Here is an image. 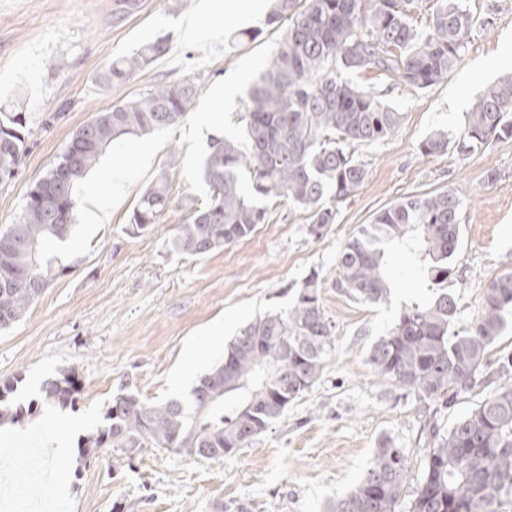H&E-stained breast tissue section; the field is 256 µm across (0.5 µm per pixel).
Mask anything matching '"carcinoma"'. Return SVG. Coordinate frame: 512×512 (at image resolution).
I'll return each instance as SVG.
<instances>
[{
  "label": "carcinoma",
  "mask_w": 512,
  "mask_h": 512,
  "mask_svg": "<svg viewBox=\"0 0 512 512\" xmlns=\"http://www.w3.org/2000/svg\"><path fill=\"white\" fill-rule=\"evenodd\" d=\"M426 30L410 21L415 0H277L268 23L284 30L265 70L248 92L241 122L250 149L216 138L200 178L209 201L194 207L168 240L179 254L202 257L252 235L270 218L268 202L281 198L307 213L316 236L336 223V204L356 195L367 172L355 147L391 137L402 113L374 92L336 78V69L377 71L394 85L427 89L443 80L468 47L477 20L466 0H436ZM167 51L164 39L112 61L106 77L128 82ZM198 87L181 81L115 105L74 134L59 162L32 185L18 221L0 234V331L19 322L49 279L64 271L48 249L71 232L76 187L112 141L178 125L194 105ZM22 114L0 110V186L11 183L24 150ZM512 138V74L499 79L466 113L455 136L467 154ZM448 151V133L437 130L421 145L425 156ZM249 181L252 195L242 192ZM331 203H324L325 197ZM171 203L164 172L139 197L126 234L141 236L159 223ZM461 200L452 190L405 198L380 211L342 247L336 288L361 302L390 295L386 246L424 254L422 283L440 292L402 306L395 325L371 347L369 362L392 384L421 398L455 401L476 382L488 349L512 312V272L491 282L469 327L451 331L457 301L448 291V259L460 242ZM332 324L311 274L294 303L250 322L231 342L224 360L202 375L185 400L151 403L131 392L112 397L103 424L85 440L131 454L159 448L220 460L277 421L317 382L330 345ZM495 392L444 434H435L423 476L408 512H499L512 500V355L491 373ZM22 378L0 381V422H15L37 402L16 398ZM72 373L45 380L41 401L75 406ZM409 473L400 448L377 449L369 467L333 512H400Z\"/></svg>",
  "instance_id": "obj_1"
}]
</instances>
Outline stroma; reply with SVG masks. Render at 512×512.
<instances>
[{
	"instance_id": "obj_1",
	"label": "stroma",
	"mask_w": 512,
	"mask_h": 512,
	"mask_svg": "<svg viewBox=\"0 0 512 512\" xmlns=\"http://www.w3.org/2000/svg\"><path fill=\"white\" fill-rule=\"evenodd\" d=\"M199 0H140L139 9L113 23L116 0H0V108L26 118L18 174L0 186V233L13 224L32 184L57 162L74 133L95 113L174 82H194L199 93L176 127L118 138L87 173L107 166L130 171L132 188L108 224L74 218L70 237L55 250L64 270L46 286L23 319L0 332V381L22 377L19 394L35 400L31 414L0 426V474L12 471L13 450L34 436L66 434L67 450L40 453L43 499L54 512H332L356 486L377 448L404 449L413 492L432 438L447 431L494 390L480 380L450 406L395 387L369 362L373 343L394 326L402 305L432 298L423 288V256L390 254L392 290L378 304L347 298L335 285L336 258L355 230L391 204L415 195L454 191L462 201L461 243L448 264V291L458 304V327L472 321L489 284L512 270V139L468 154L448 149L423 155L433 131L456 134L465 114L502 74L512 73V0H466L475 29L447 77L426 90L391 85L375 72L342 71L397 111L401 126L387 140L357 147L367 171L356 195L338 204L335 223L310 234L306 214L278 203L268 223L247 239L203 257L170 251L167 241L188 203L205 202L199 172L208 140L189 129L207 112L220 113L218 135L243 141L240 113L253 80L263 72L282 33L268 24L275 0L248 21L224 17L215 40L187 41L181 22ZM163 38L167 51L131 80L105 77L112 60ZM241 81L232 100L213 90L230 76ZM151 143L148 168L134 166L132 146ZM169 176L172 203L152 231L124 233L130 212L159 172ZM496 173L488 181V173ZM334 325L315 385L243 448L213 462L165 448L134 451L128 464L112 455L83 454L82 440L100 425L120 390L150 402L188 397L199 375L221 361L251 320L283 311L310 274ZM224 334L209 336L215 321ZM74 373L75 407L40 403L41 383Z\"/></svg>"
}]
</instances>
